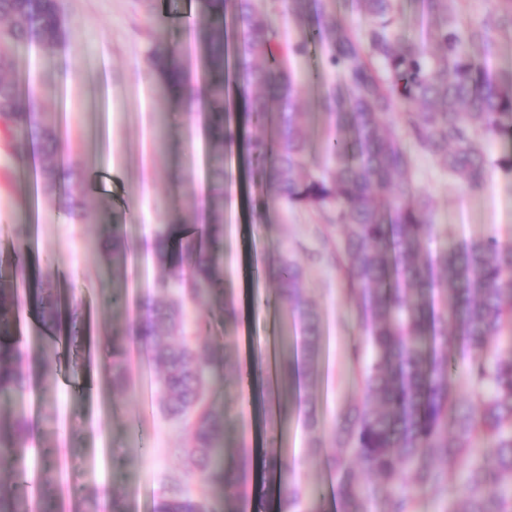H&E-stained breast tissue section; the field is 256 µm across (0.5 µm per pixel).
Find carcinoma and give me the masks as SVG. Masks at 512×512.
<instances>
[{
  "instance_id": "carcinoma-1",
  "label": "carcinoma",
  "mask_w": 512,
  "mask_h": 512,
  "mask_svg": "<svg viewBox=\"0 0 512 512\" xmlns=\"http://www.w3.org/2000/svg\"><path fill=\"white\" fill-rule=\"evenodd\" d=\"M461 0H423L430 36L407 40L401 31L402 0H358L363 24L347 29L326 19V0H284L282 13L301 28L288 43L253 0H200L190 23L202 60L201 80L208 111L224 119V155L236 148L259 186L287 206L321 214L336 231L331 258L348 300L365 329L353 350L367 403L333 423L338 450L327 459L340 512H415L407 485L431 489L448 470L467 468L463 503L450 500L443 512H512V246L495 236L452 240L427 255L435 224L428 196L411 188L412 158L406 143L431 157L472 192L480 191L491 167L512 173V152L492 159L487 145L512 141V72L491 73L485 58L498 37L512 39V0H492L478 22L461 17ZM7 50L54 41L60 17L56 0H0ZM156 27L151 60L167 92L186 84L177 51ZM324 50L335 79L323 83L322 106L334 131L313 161L306 154L301 113L294 111L303 77L290 67L310 47ZM232 70L242 85L246 124L275 126L272 141L243 132L227 110L223 76ZM0 66V120L12 125L17 147L36 139L54 149L58 139L40 125L33 97L22 101ZM211 195L222 201L232 171L215 159ZM113 261L131 254L124 232L112 226ZM224 230L217 224L158 225L155 260L166 274L155 283L168 295L154 301L132 326V338L154 361L164 414L190 430L182 449L202 478L224 485V501L246 493L239 467L228 463L224 409L205 401L207 374L224 366L217 348L200 345L188 330L202 316L186 302L206 297L224 323L236 319L223 271ZM23 258L15 263L12 288H0V399L25 390L27 352L15 335L19 288L28 279ZM302 266L281 254L274 302L299 326L296 352L280 358L277 385L291 389L312 382L321 352L320 317L302 288ZM42 326L55 327L59 313L50 302L39 311ZM112 388L123 394L128 369L112 360ZM462 379L467 394L448 386ZM314 438L308 456L321 457L316 434L324 429L316 403L298 400ZM32 426L18 415L0 432V458L12 461L16 489L0 488V512H49L53 496L41 480L28 479ZM268 470L278 474V512H323L321 501L305 499L295 474L271 448ZM375 476L384 494L367 492L361 474ZM153 512H212L207 502L180 491L158 498Z\"/></svg>"
}]
</instances>
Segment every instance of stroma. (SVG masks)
I'll return each instance as SVG.
<instances>
[{
  "label": "stroma",
  "instance_id": "stroma-1",
  "mask_svg": "<svg viewBox=\"0 0 512 512\" xmlns=\"http://www.w3.org/2000/svg\"><path fill=\"white\" fill-rule=\"evenodd\" d=\"M187 0H58L66 39L51 53L35 54L27 46L15 51L10 78L21 92L39 101L43 126L55 129L63 150L54 157L33 151L13 154L12 141L0 123V274L9 273L17 256H24L37 276V296L53 295L62 314L54 335H46L34 302L19 311L16 334L32 357L26 364L30 384L11 401H0V419L20 412L33 424L29 464L40 466L42 451L57 449L55 468L43 477L55 486L63 512H83L71 496L69 480L78 481L86 496L118 495L125 512H153L155 499L180 486L212 507L224 506V487L200 478L182 450L188 434L182 424L159 408L160 391L148 355L127 339L130 320L143 304L154 300L153 288L163 269L155 261V239L129 224L136 211L152 222L204 224L208 221L207 156L217 143L201 136L198 118L164 100L152 70L149 50L154 40V16L165 25V41L181 49L191 80H198L200 62L194 38L183 20ZM322 85L301 86L302 114L309 156H316L327 132L319 106ZM53 165L61 177L53 195L40 188V171ZM86 182L83 195H70L75 181ZM412 189L431 197L437 233L425 246L433 252L447 236L481 239L497 236L512 243V175L490 169L480 193L448 179L427 157L413 161ZM224 273L238 310L234 325L213 314L209 300L194 310L209 317L200 343L221 348L229 367H239L246 352L292 338L275 306L245 309L244 301L270 294L276 283L253 278V268L274 263L279 252L295 254L305 270V293L321 316L322 354L315 383L301 396L315 400L325 424H332L348 406L363 404L349 355L363 335L348 313L346 298L334 270L312 255L319 215L288 209L269 200L265 240L248 243L249 214L238 211L236 196L224 207ZM122 225L126 244L136 261L113 266L107 223ZM127 280L126 302L120 310L105 304L103 285ZM78 300L85 317L82 336H69L66 308ZM119 337L116 349L130 373L127 395L102 400L100 389H86L100 353L98 339ZM207 399L223 407L230 452L248 457L247 490L239 512H252V492L267 499L276 512V491L260 466L263 444L252 409L236 405L237 390L224 372L209 375ZM308 435L300 417H287L281 448L296 465L305 493L321 492L326 512L337 502L326 463L307 459Z\"/></svg>",
  "mask_w": 512,
  "mask_h": 512
}]
</instances>
